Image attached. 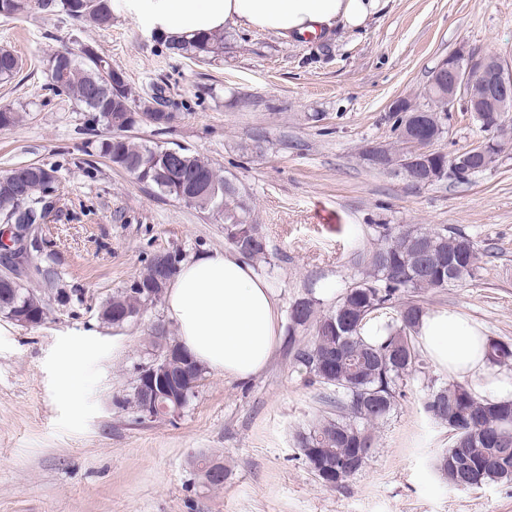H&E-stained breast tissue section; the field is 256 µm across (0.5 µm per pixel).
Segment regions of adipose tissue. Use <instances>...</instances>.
<instances>
[{
  "instance_id": "ef3b65f1",
  "label": "adipose tissue",
  "mask_w": 512,
  "mask_h": 512,
  "mask_svg": "<svg viewBox=\"0 0 512 512\" xmlns=\"http://www.w3.org/2000/svg\"><path fill=\"white\" fill-rule=\"evenodd\" d=\"M379 0H115L142 15L153 34L181 41L198 32L242 27L280 37L300 36L341 24L360 29ZM165 314L180 344L197 362L226 378L260 374L281 342L279 300L252 263L237 251L213 250L185 261L167 285ZM419 334L441 369L482 379L498 397L512 398V380L494 374L486 338L459 314H426Z\"/></svg>"
}]
</instances>
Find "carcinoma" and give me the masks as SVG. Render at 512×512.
Instances as JSON below:
<instances>
[{
  "mask_svg": "<svg viewBox=\"0 0 512 512\" xmlns=\"http://www.w3.org/2000/svg\"><path fill=\"white\" fill-rule=\"evenodd\" d=\"M31 0H0V15L10 18L24 11L32 12ZM83 7L70 13L71 0H46L42 10L58 12L83 26L106 27L112 23V0H82ZM221 35L197 33L171 50L197 60H204L223 49ZM19 56L8 48H0V82L12 81L21 70ZM110 62L104 55L95 60L72 54L64 70L62 83L65 95L79 111L87 114L90 127H102L106 135L97 140V155L114 161L122 156L123 170L136 181L150 186L160 195L178 203L193 183L201 182V190L193 207L201 211L224 214V231H244L252 241L244 255L252 260L266 256L267 242L260 225L250 218V206L237 189L217 173L204 157L184 148L178 149L179 164L167 163L169 148L147 145L125 135L112 140V127L134 124L131 110L150 114L152 124L165 127L174 120V113L154 108L161 99L162 88L155 87L144 97L132 90L129 83L122 90L112 91V69L100 62ZM24 113L8 106L0 107V130L22 123ZM43 164H28L0 171V223L46 224L54 208L51 198L55 185L46 179ZM380 244L367 261L362 278L346 289L336 307L316 315L315 301L300 300L291 315L301 313L299 327H314L313 339L297 345L295 362L309 379L330 390L336 412L309 425L299 434V447L309 466L320 464L333 473L341 470V481L357 474L362 467L354 465L355 450L375 447L372 428L395 410L403 396L402 387L413 375L422 372L424 362L415 338L425 308L406 302L397 317L382 324L385 333L380 342L370 343L363 331L375 312L401 298L406 290H434L462 282L474 276L480 249L468 236L448 229H411L390 224L376 225ZM433 251L435 258L451 260L455 275L436 263L422 265L420 247ZM182 255L167 252L154 256L138 275L139 281L152 280L160 262L168 265L167 277L177 270ZM50 288L47 298L65 306L79 298L81 290L63 282L57 269L56 255L44 248L32 252L26 266L17 270V277L0 281V315L10 318L17 310L28 307L37 316L44 311L35 306L42 293L29 287L32 282ZM164 289L148 288L137 292L128 286L112 295L101 307V319L109 325L126 324L112 315L118 306L146 309L161 300ZM329 357L336 369L326 373L320 361ZM486 357L496 371L512 369V343L490 339ZM424 408L437 424L448 428V448L437 457L435 468L448 485L472 489L512 483V399L481 397L467 384L454 380L428 387Z\"/></svg>",
  "mask_w": 512,
  "mask_h": 512,
  "instance_id": "cac0c4a2",
  "label": "carcinoma"
}]
</instances>
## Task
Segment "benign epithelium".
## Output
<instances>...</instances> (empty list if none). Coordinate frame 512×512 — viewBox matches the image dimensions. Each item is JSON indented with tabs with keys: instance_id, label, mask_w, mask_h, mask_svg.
Listing matches in <instances>:
<instances>
[{
	"instance_id": "7a95c632",
	"label": "benign epithelium",
	"mask_w": 512,
	"mask_h": 512,
	"mask_svg": "<svg viewBox=\"0 0 512 512\" xmlns=\"http://www.w3.org/2000/svg\"><path fill=\"white\" fill-rule=\"evenodd\" d=\"M428 92L438 93L449 112L460 106L477 118L487 104L490 111L501 115L512 112V66L497 57L458 49L435 67ZM391 111L411 113L402 127L409 153L401 157L400 164L406 176L419 185L469 172L476 159L486 165L495 161L490 153L495 142L488 141L438 164L434 161L438 152L431 149L438 132L426 122L423 111L409 99L393 102ZM138 379L139 414L148 420L177 415L199 385L193 359L176 344L166 346L157 359L143 367Z\"/></svg>"
}]
</instances>
